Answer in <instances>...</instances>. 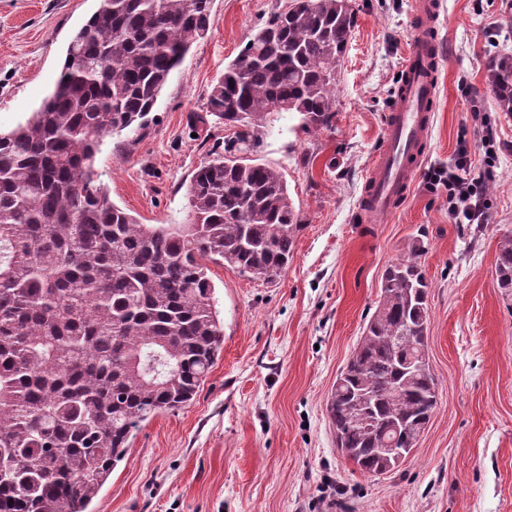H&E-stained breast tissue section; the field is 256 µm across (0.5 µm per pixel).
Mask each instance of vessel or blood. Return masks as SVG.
Returning <instances> with one entry per match:
<instances>
[{"label": "vessel or blood", "instance_id": "vessel-or-blood-1", "mask_svg": "<svg viewBox=\"0 0 512 512\" xmlns=\"http://www.w3.org/2000/svg\"><path fill=\"white\" fill-rule=\"evenodd\" d=\"M441 0H416L419 24L388 110L381 146L364 182L362 223L374 224L393 212L406 195L430 149V114L441 66L436 20Z\"/></svg>", "mask_w": 512, "mask_h": 512}]
</instances>
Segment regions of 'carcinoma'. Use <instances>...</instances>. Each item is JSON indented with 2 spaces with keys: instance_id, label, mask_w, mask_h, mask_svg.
<instances>
[{
  "instance_id": "cac0c4a2",
  "label": "carcinoma",
  "mask_w": 512,
  "mask_h": 512,
  "mask_svg": "<svg viewBox=\"0 0 512 512\" xmlns=\"http://www.w3.org/2000/svg\"><path fill=\"white\" fill-rule=\"evenodd\" d=\"M214 19L210 0H98L58 82L0 130V512H88L140 425L189 404L224 329L204 261L272 281L301 228L283 174L249 157L267 115L331 126L349 0H290L224 70L207 111L235 128L198 167L189 222L141 224L94 168L104 136L143 126ZM486 82L512 115V57ZM421 245L390 264L328 410L341 452L375 474L409 454L436 406ZM498 286L512 290V235Z\"/></svg>"
}]
</instances>
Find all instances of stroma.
Wrapping results in <instances>:
<instances>
[{
  "label": "stroma",
  "instance_id": "stroma-1",
  "mask_svg": "<svg viewBox=\"0 0 512 512\" xmlns=\"http://www.w3.org/2000/svg\"><path fill=\"white\" fill-rule=\"evenodd\" d=\"M414 0H351L331 127L271 113L254 155L283 174L301 229L287 270L255 280L209 263L224 348L194 401L144 422L93 512H512V291L499 242L512 234V116L486 65L512 55V0H444L446 57L432 150L400 206L356 220L365 177L411 43ZM287 0H212L214 23L173 72L144 129L103 138L96 170L111 201L145 224H184L195 169L226 130L205 103L224 67ZM96 0H0V130L53 89ZM482 98L499 149L484 224L454 223L431 175L467 148L484 167L469 110ZM422 241L428 358L437 406L391 472L361 471L336 446L327 401L373 314L383 273ZM496 278L499 288L512 290V235H504L499 244L496 263Z\"/></svg>",
  "mask_w": 512,
  "mask_h": 512
}]
</instances>
